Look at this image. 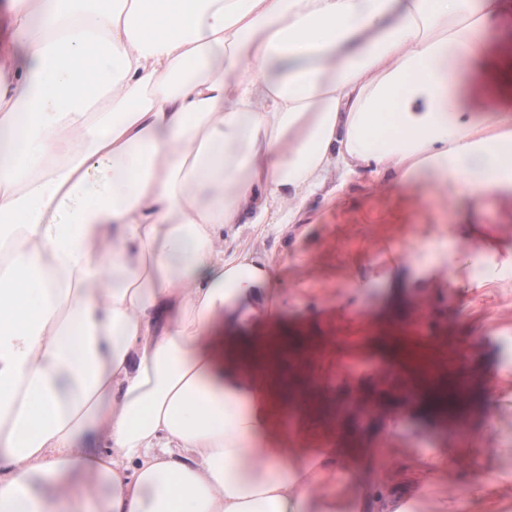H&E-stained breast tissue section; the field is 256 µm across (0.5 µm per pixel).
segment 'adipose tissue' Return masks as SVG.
I'll use <instances>...</instances> for the list:
<instances>
[{
  "label": "adipose tissue",
  "instance_id": "adipose-tissue-1",
  "mask_svg": "<svg viewBox=\"0 0 512 512\" xmlns=\"http://www.w3.org/2000/svg\"><path fill=\"white\" fill-rule=\"evenodd\" d=\"M512 0H10L0 512H335L270 430L277 267L349 178L512 197ZM492 83L494 102L474 86ZM335 185H328V177Z\"/></svg>",
  "mask_w": 512,
  "mask_h": 512
}]
</instances>
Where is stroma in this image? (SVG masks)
Instances as JSON below:
<instances>
[{"label": "stroma", "instance_id": "obj_1", "mask_svg": "<svg viewBox=\"0 0 512 512\" xmlns=\"http://www.w3.org/2000/svg\"><path fill=\"white\" fill-rule=\"evenodd\" d=\"M312 221L297 230L260 233L236 227V245L281 267L288 315L274 329L288 338L287 397L272 413L288 425V448L302 457L351 448L336 469V512L357 486L351 473L373 469L396 489L410 461L447 449L457 463L431 474L412 512H512V201L491 198L476 214L483 249L455 240L454 287L429 288L397 301L389 288L396 261L413 241L434 234L432 214L418 195L393 185L352 181L348 202L313 200ZM362 301H348L356 280ZM382 371L416 375L423 385L466 389L458 416L402 414L399 400L377 418L356 422L342 404Z\"/></svg>", "mask_w": 512, "mask_h": 512}]
</instances>
